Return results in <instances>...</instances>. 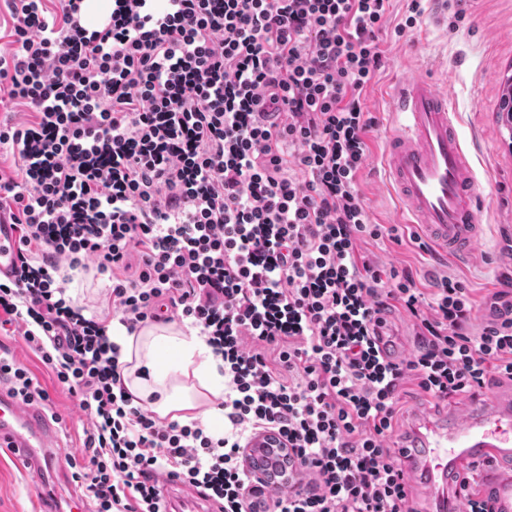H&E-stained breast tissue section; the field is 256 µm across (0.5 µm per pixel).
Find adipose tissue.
<instances>
[{"label":"adipose tissue","mask_w":512,"mask_h":512,"mask_svg":"<svg viewBox=\"0 0 512 512\" xmlns=\"http://www.w3.org/2000/svg\"><path fill=\"white\" fill-rule=\"evenodd\" d=\"M112 338L121 347L124 385L147 409L182 424L200 421L223 435L224 410L207 398L224 393V361L197 329L158 322L130 335L116 323Z\"/></svg>","instance_id":"adipose-tissue-1"}]
</instances>
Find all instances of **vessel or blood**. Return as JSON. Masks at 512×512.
I'll return each instance as SVG.
<instances>
[{
    "instance_id": "obj_1",
    "label": "vessel or blood",
    "mask_w": 512,
    "mask_h": 512,
    "mask_svg": "<svg viewBox=\"0 0 512 512\" xmlns=\"http://www.w3.org/2000/svg\"><path fill=\"white\" fill-rule=\"evenodd\" d=\"M389 99L405 117L385 153L401 214L444 257L467 260L484 235L483 200L448 94L428 78L413 77L396 82ZM16 263L15 237L9 225H0V278H12ZM56 437L41 408L22 406L0 382V445L14 448L33 480L46 488L65 471L69 457L55 446ZM397 454L406 471L427 483L431 512H464L473 477L494 512H512V391L488 392L461 421L445 418L414 429Z\"/></svg>"
}]
</instances>
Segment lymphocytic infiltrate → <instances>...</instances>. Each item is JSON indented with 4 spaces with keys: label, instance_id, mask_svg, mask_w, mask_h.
Listing matches in <instances>:
<instances>
[{
    "label": "lymphocytic infiltrate",
    "instance_id": "obj_1",
    "mask_svg": "<svg viewBox=\"0 0 512 512\" xmlns=\"http://www.w3.org/2000/svg\"><path fill=\"white\" fill-rule=\"evenodd\" d=\"M82 3L8 0L0 90L29 118L0 119L19 261L0 329L87 416L73 477L94 512H163L164 480L218 512H418L385 444L405 386L445 401L512 382V273L475 333L464 282L428 296L358 251L394 234L357 188L391 0H112L92 30ZM75 270L111 271L127 332L166 313L199 328L224 359L223 436L135 405L107 318L67 294ZM397 308L416 333L391 361L378 328ZM0 380L22 404L49 399L15 359ZM263 431L296 463L270 489L244 461Z\"/></svg>",
    "mask_w": 512,
    "mask_h": 512
}]
</instances>
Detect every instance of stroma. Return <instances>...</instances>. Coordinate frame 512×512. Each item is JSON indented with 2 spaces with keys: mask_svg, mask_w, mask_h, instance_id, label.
Returning <instances> with one entry per match:
<instances>
[{
  "mask_svg": "<svg viewBox=\"0 0 512 512\" xmlns=\"http://www.w3.org/2000/svg\"><path fill=\"white\" fill-rule=\"evenodd\" d=\"M410 0H392L389 21L381 33L383 64L363 92L365 111L377 122L369 140V155L358 179L359 190L376 224L393 225L399 242L389 239L359 242L360 253L369 255L384 268H411L417 273L424 293H431L442 277L463 281L476 302L473 328L489 319V302L499 291V278L512 269L504 235L512 231V122L500 110L504 81L512 76V0H469L464 19L456 29L444 23L439 0H424V15L416 28L397 34L395 28L408 11ZM426 75L446 87L457 113V126L471 149L472 163L484 206L480 220L485 233L475 254L464 263L445 258L439 252L421 253L409 240L417 232L414 224L399 221V203L388 185L383 167L387 132L403 117L391 109L388 91L400 79ZM109 274L75 275L72 285L80 291L76 305L99 314L108 307ZM11 356L26 366L49 393L46 413L57 414V443L83 460L82 442L89 427L75 397L59 385L40 357L20 335L0 337ZM473 400L466 394L442 403L407 385L400 402L397 422L387 441L396 446L409 430L411 417L448 415ZM44 490L33 484L22 464L0 447V512H39Z\"/></svg>",
  "mask_w": 512,
  "mask_h": 512,
  "instance_id": "1",
  "label": "stroma"
}]
</instances>
